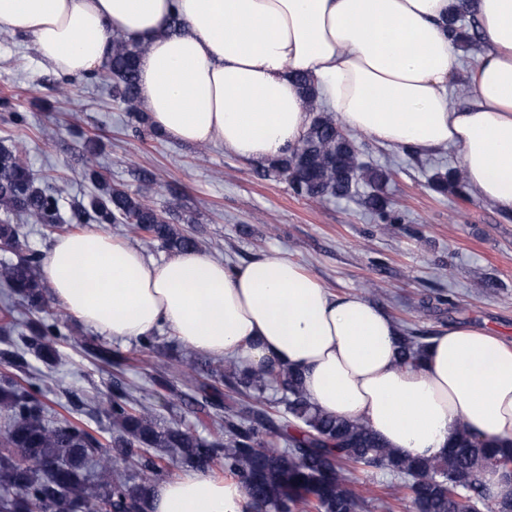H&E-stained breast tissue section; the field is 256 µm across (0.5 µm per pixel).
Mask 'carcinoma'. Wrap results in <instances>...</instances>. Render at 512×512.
Instances as JSON below:
<instances>
[{
  "label": "carcinoma",
  "instance_id": "obj_1",
  "mask_svg": "<svg viewBox=\"0 0 512 512\" xmlns=\"http://www.w3.org/2000/svg\"><path fill=\"white\" fill-rule=\"evenodd\" d=\"M471 11L461 3L448 21L454 40L473 41L467 23ZM145 46L118 36L101 81L112 97L138 122L146 116L138 92V61ZM308 131L288 157L270 161L264 177H281L297 196L313 202L341 198L365 187L364 206L383 216L388 198L383 188L391 172L359 161L355 140L339 131L321 109L314 80L298 73ZM86 174L96 185L88 205L77 209L85 224H123L131 234L171 251L196 250L191 232L171 224L137 193L110 184L100 172L95 150L87 151ZM432 186L441 193L465 194L459 169L435 174ZM63 186L51 192L37 183L24 160V146H0V243L20 244L19 227L7 220L23 214L33 224L56 226ZM42 258L32 252L0 266L7 291L0 303V512H147L159 480L168 469L165 457L207 473L219 464L244 488L253 512H364L365 498L354 488L353 471L383 468L400 482L395 499L407 498L415 512H512V499L493 501L484 482L488 471L512 479V445L489 446L460 427L446 453L432 459L412 458L387 448L370 426L321 412L303 388L302 373L291 367L243 368L221 361L204 369L186 354L173 366L159 360V337L139 338L141 366L169 399L193 407L211 420L206 436L183 419L164 424L156 409L137 396L122 374L129 357L86 336H74L70 315L61 307L49 317L20 320L17 306L40 309L45 293ZM74 343L95 362L113 371L103 398L109 422L106 442L68 420L50 419L45 380L29 372L28 356L48 367L59 346ZM425 344L403 332L398 360L416 365ZM282 393L269 399L266 394ZM33 458V469L24 458Z\"/></svg>",
  "mask_w": 512,
  "mask_h": 512
}]
</instances>
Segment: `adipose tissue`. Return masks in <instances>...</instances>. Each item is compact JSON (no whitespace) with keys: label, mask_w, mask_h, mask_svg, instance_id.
<instances>
[{"label":"adipose tissue","mask_w":512,"mask_h":512,"mask_svg":"<svg viewBox=\"0 0 512 512\" xmlns=\"http://www.w3.org/2000/svg\"><path fill=\"white\" fill-rule=\"evenodd\" d=\"M455 0H0V31L69 74L103 66L108 35L144 44L139 96L152 126L188 145L271 161L310 122L294 73L354 131L385 145L454 148L473 195L512 214V0H474L487 48L473 100L452 106ZM184 28L169 32L172 17ZM42 276L84 325L117 340L166 327L190 347L257 369H299L323 412L360 419L396 452L446 453L459 427L512 443V342L456 326L417 366L398 324L359 295L330 294L268 255L236 268L194 250L158 262L96 229L60 237ZM237 484L189 472L157 485L150 512H246Z\"/></svg>","instance_id":"adipose-tissue-1"}]
</instances>
